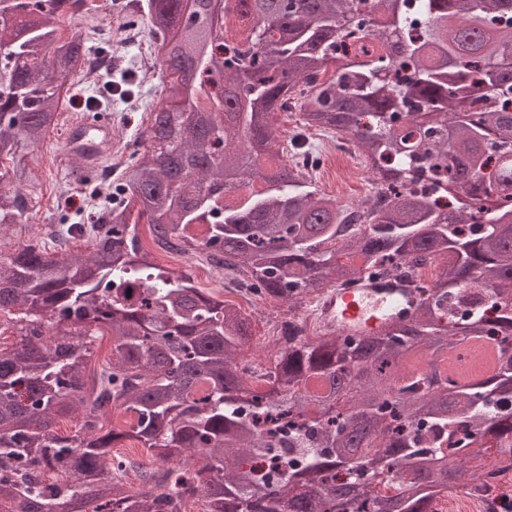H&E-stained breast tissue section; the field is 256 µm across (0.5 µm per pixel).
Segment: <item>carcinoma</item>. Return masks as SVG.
I'll list each match as a JSON object with an SVG mask.
<instances>
[{
	"label": "carcinoma",
	"mask_w": 512,
	"mask_h": 512,
	"mask_svg": "<svg viewBox=\"0 0 512 512\" xmlns=\"http://www.w3.org/2000/svg\"><path fill=\"white\" fill-rule=\"evenodd\" d=\"M67 6L0 0L11 20L0 24V183L12 186L0 192V237L28 211L27 157L58 125L57 80L89 60L81 38L58 36ZM381 7L375 46L338 62L340 36L371 25L359 0H244L206 27L181 0L142 4L154 40L177 37L156 59L178 83L150 112L148 146L121 171L104 223L91 225L93 251L0 250V314L17 337L0 350V512H184L199 493L207 512H430L438 488L479 480L484 459L512 443V357L452 390H421L410 370L428 352L446 359L451 336L512 342V0H420L417 36L406 0ZM478 100L494 107L474 114ZM290 106L302 129L354 136L400 190L354 210L295 165H263L279 151L275 114ZM452 186L471 203H434ZM143 218L162 247L205 250L290 313L369 271L429 265L436 278L408 320L375 336L304 339L298 318L282 322L268 389L255 393L240 363L248 319L142 253ZM466 286L490 289L492 318L451 316ZM104 336L111 355L90 376ZM311 376L326 394L306 389ZM245 401L304 429L265 435L240 416ZM119 409L135 422L102 432ZM66 414L69 435L58 430ZM426 426L461 437L446 453L406 451ZM129 439L161 464L136 492L103 478ZM255 456L280 461L282 477L253 478ZM339 463L341 482L329 476ZM52 471L64 480L44 484ZM400 473L393 496L375 493Z\"/></svg>",
	"instance_id": "obj_1"
}]
</instances>
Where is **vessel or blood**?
Instances as JSON below:
<instances>
[{
	"mask_svg": "<svg viewBox=\"0 0 512 512\" xmlns=\"http://www.w3.org/2000/svg\"><path fill=\"white\" fill-rule=\"evenodd\" d=\"M67 150L78 155L85 171H93L112 149V123L82 114L68 124ZM418 302L410 280L401 277L362 276L348 288H333L322 295L312 312L327 331L345 336H368L386 323L409 319Z\"/></svg>",
	"mask_w": 512,
	"mask_h": 512,
	"instance_id": "vessel-or-blood-1",
	"label": "vessel or blood"
}]
</instances>
